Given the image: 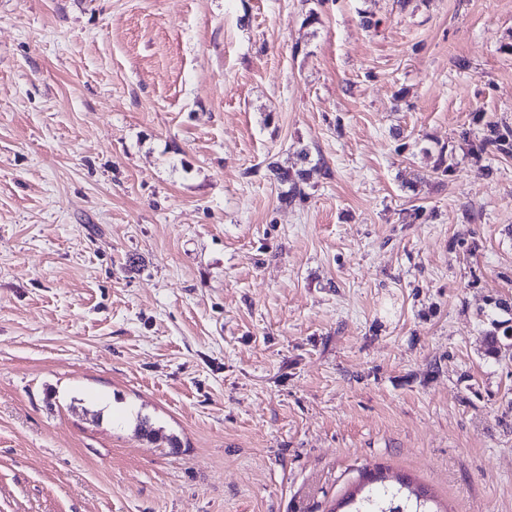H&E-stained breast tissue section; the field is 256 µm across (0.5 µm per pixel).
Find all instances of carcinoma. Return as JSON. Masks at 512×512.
Instances as JSON below:
<instances>
[{"label": "carcinoma", "mask_w": 512, "mask_h": 512, "mask_svg": "<svg viewBox=\"0 0 512 512\" xmlns=\"http://www.w3.org/2000/svg\"><path fill=\"white\" fill-rule=\"evenodd\" d=\"M477 152L512 156V128L498 124H487L485 133L479 140ZM275 180L286 190L281 192L280 202L293 204L296 199H304V185L310 176L308 169H271ZM512 346V325L504 321L491 320L490 328L484 331L483 354L487 358L499 360L502 350ZM369 484H363L349 493L331 512H443L435 505L436 499L418 486L400 485L372 486L382 481L381 473L369 476Z\"/></svg>", "instance_id": "obj_1"}]
</instances>
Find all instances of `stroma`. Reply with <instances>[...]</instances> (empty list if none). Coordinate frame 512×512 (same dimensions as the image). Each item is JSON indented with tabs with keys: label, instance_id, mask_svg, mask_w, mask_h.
Masks as SVG:
<instances>
[{
	"label": "stroma",
	"instance_id": "obj_1",
	"mask_svg": "<svg viewBox=\"0 0 512 512\" xmlns=\"http://www.w3.org/2000/svg\"><path fill=\"white\" fill-rule=\"evenodd\" d=\"M489 121L512 0H0V512H512ZM271 172L280 185L287 187L279 197L282 204L288 206L292 205L298 198L299 200L304 199L303 187L309 179L310 170L300 168L293 171L288 168H271ZM511 322L512 320L510 322L495 319L490 321V328L484 331L483 336L485 357L498 361L502 356V350L512 346V343H509L512 340V325H509ZM407 480V487L392 484L383 486L381 473L371 474L369 483L379 481L380 486L361 485L330 512H447L440 508L438 510L434 496L423 488L414 486L410 479Z\"/></svg>",
	"mask_w": 512,
	"mask_h": 512
}]
</instances>
